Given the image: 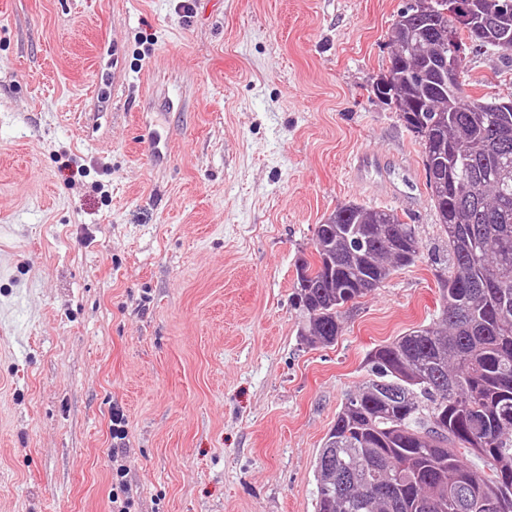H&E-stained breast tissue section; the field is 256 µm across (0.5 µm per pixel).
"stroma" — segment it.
I'll return each instance as SVG.
<instances>
[{"label":"stroma","instance_id":"stroma-1","mask_svg":"<svg viewBox=\"0 0 512 512\" xmlns=\"http://www.w3.org/2000/svg\"><path fill=\"white\" fill-rule=\"evenodd\" d=\"M405 2L0 0V512H111L116 407L135 512H315L368 354L441 307L423 148L372 90ZM351 203L421 256L311 345L295 262Z\"/></svg>","mask_w":512,"mask_h":512}]
</instances>
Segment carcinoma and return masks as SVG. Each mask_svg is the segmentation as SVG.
I'll use <instances>...</instances> for the list:
<instances>
[{
  "label": "carcinoma",
  "mask_w": 512,
  "mask_h": 512,
  "mask_svg": "<svg viewBox=\"0 0 512 512\" xmlns=\"http://www.w3.org/2000/svg\"><path fill=\"white\" fill-rule=\"evenodd\" d=\"M468 53L512 61L504 0H477ZM391 43L399 51L373 85L424 146L430 199L448 245L437 321L371 351L368 377L348 394L316 460V512H492L473 490L512 512V112L460 87L434 85L429 67L448 47V20L407 4ZM414 225L360 204L315 227L314 260L296 261L295 295L311 344L330 345L343 309L420 256Z\"/></svg>",
  "instance_id": "1"
}]
</instances>
